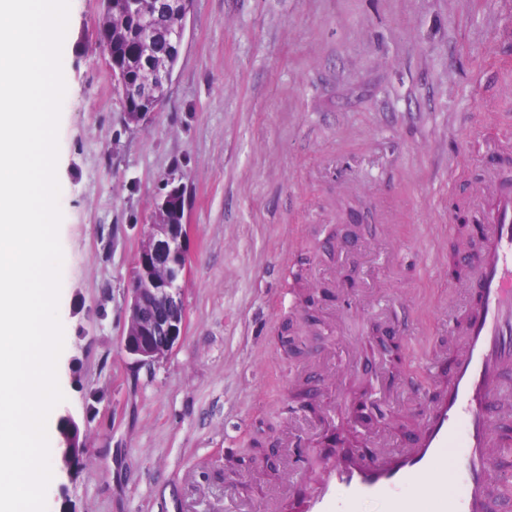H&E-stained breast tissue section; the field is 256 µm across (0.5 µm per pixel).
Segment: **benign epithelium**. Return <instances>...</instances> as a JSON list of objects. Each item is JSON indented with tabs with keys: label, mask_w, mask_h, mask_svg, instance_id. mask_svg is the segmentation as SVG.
<instances>
[{
	"label": "benign epithelium",
	"mask_w": 512,
	"mask_h": 512,
	"mask_svg": "<svg viewBox=\"0 0 512 512\" xmlns=\"http://www.w3.org/2000/svg\"><path fill=\"white\" fill-rule=\"evenodd\" d=\"M182 184L168 183L155 207L153 223L144 225L137 251L135 283L128 291L123 346L140 367L164 360L179 342L185 319L182 283L188 272L189 224ZM57 453L71 467L85 451L79 422L71 415L59 418Z\"/></svg>",
	"instance_id": "1"
}]
</instances>
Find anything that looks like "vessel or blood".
I'll use <instances>...</instances> for the list:
<instances>
[{
  "label": "vessel or blood",
  "mask_w": 512,
  "mask_h": 512,
  "mask_svg": "<svg viewBox=\"0 0 512 512\" xmlns=\"http://www.w3.org/2000/svg\"><path fill=\"white\" fill-rule=\"evenodd\" d=\"M471 215L476 240H459L461 261H473L459 285L464 300L448 319L453 347L448 379L426 394L415 434L402 447L343 451L326 457L321 475L293 503L294 512H355L382 501L389 512H495L512 506L490 477L512 446L498 412L512 402V186L480 184Z\"/></svg>",
  "instance_id": "vessel-or-blood-1"
}]
</instances>
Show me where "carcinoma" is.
Segmentation results:
<instances>
[{
	"label": "carcinoma",
	"instance_id": "cac0c4a2",
	"mask_svg": "<svg viewBox=\"0 0 512 512\" xmlns=\"http://www.w3.org/2000/svg\"><path fill=\"white\" fill-rule=\"evenodd\" d=\"M144 10L134 13L126 0H104L98 31L112 48L114 67L125 82L124 120L138 112H154L164 93L152 87L149 68H175L177 58L166 57L167 45L176 26L184 23V0H143Z\"/></svg>",
	"mask_w": 512,
	"mask_h": 512
}]
</instances>
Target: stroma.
Returning <instances> with one entry per match:
<instances>
[{
  "instance_id": "stroma-1",
  "label": "stroma",
  "mask_w": 512,
  "mask_h": 512,
  "mask_svg": "<svg viewBox=\"0 0 512 512\" xmlns=\"http://www.w3.org/2000/svg\"><path fill=\"white\" fill-rule=\"evenodd\" d=\"M70 0L57 175L60 413L87 452L51 455L47 512H265L335 448L401 447L457 299L452 198L512 140V0H193L168 93L123 120ZM188 198L183 335L153 368L123 349L126 288L168 180ZM276 446L268 470L245 455Z\"/></svg>"
}]
</instances>
